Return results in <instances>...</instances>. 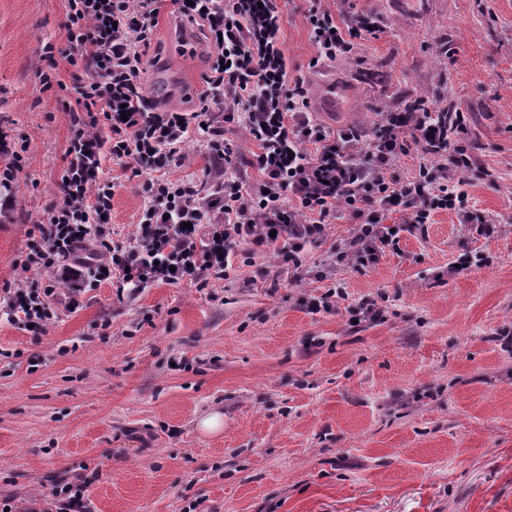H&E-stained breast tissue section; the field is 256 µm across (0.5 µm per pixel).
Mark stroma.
Segmentation results:
<instances>
[{
	"label": "stroma",
	"mask_w": 512,
	"mask_h": 512,
	"mask_svg": "<svg viewBox=\"0 0 512 512\" xmlns=\"http://www.w3.org/2000/svg\"><path fill=\"white\" fill-rule=\"evenodd\" d=\"M374 14L354 55L311 66L305 0H284L280 35L308 91L333 83L316 120L372 131L420 90L451 93L472 167L457 172L474 210L400 235L366 268L327 270L347 218L307 247L294 281L275 251L207 286L157 283L121 298L110 283L43 334L0 318V502L54 506L88 478L90 512H512V0H324ZM165 0L140 83L164 109H194L211 46ZM65 0H0V121L23 149L13 218L0 222V288L13 283L56 198L72 137V69L42 90L45 43L67 46ZM446 42L447 56L433 55ZM169 179L205 182L198 133ZM112 238L132 232L152 172L104 163ZM477 254L482 266H459ZM344 297L310 313L329 288ZM220 415L222 426L199 423Z\"/></svg>",
	"instance_id": "stroma-1"
}]
</instances>
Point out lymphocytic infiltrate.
<instances>
[{
	"label": "lymphocytic infiltrate",
	"mask_w": 512,
	"mask_h": 512,
	"mask_svg": "<svg viewBox=\"0 0 512 512\" xmlns=\"http://www.w3.org/2000/svg\"><path fill=\"white\" fill-rule=\"evenodd\" d=\"M161 2L67 0L73 136L57 199L45 222L28 232L19 278L0 289V313L19 329L45 333L59 310L75 312L86 289L106 280L130 297L156 283L202 288L271 247L300 270L306 247L324 239L342 214L355 230L333 260L362 267L437 210L494 233L454 181L472 165L453 138L463 113L437 119L409 109L382 112L371 139L355 127L327 129L307 112L303 78L288 71L278 0H172L178 18L202 24L214 56L194 110L157 111L139 76ZM306 17L318 64L352 55L378 24L373 14L337 21L321 0H311ZM193 130L203 132L212 163L207 189L165 177L184 163L181 148ZM239 130L259 146L245 161L260 174L254 183L230 172L227 134ZM413 152L421 158L418 174L397 177L398 162ZM109 157L132 173L157 174L144 186L148 204L139 223L122 242L113 241L108 221ZM23 169L14 141L0 129L1 217L14 209ZM389 211L402 212V223L385 225Z\"/></svg>",
	"instance_id": "f902f5d3"
}]
</instances>
